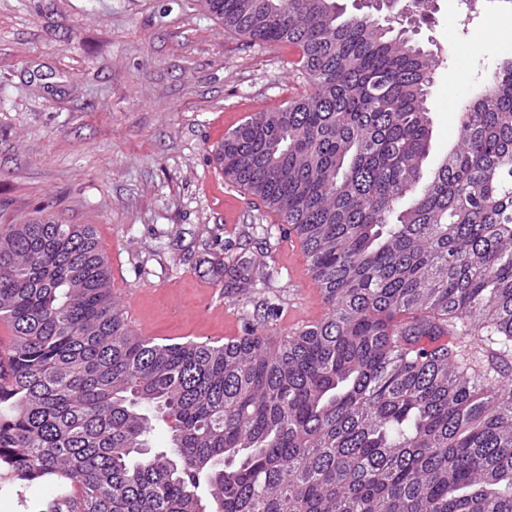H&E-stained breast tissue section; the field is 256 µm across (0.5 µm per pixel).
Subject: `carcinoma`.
<instances>
[{"instance_id":"carcinoma-1","label":"carcinoma","mask_w":512,"mask_h":512,"mask_svg":"<svg viewBox=\"0 0 512 512\" xmlns=\"http://www.w3.org/2000/svg\"><path fill=\"white\" fill-rule=\"evenodd\" d=\"M428 2L207 0L224 31L297 47L314 87L214 155L301 243L320 322L159 344L92 225H0V480L53 483L41 512H512V59L427 169Z\"/></svg>"}]
</instances>
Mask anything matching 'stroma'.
I'll list each match as a JSON object with an SVG mask.
<instances>
[{
    "mask_svg": "<svg viewBox=\"0 0 512 512\" xmlns=\"http://www.w3.org/2000/svg\"><path fill=\"white\" fill-rule=\"evenodd\" d=\"M433 0L416 39L441 61L429 162L456 136L449 100L512 57V0ZM287 45L225 32L203 0H0V224L93 225L130 326L159 343L221 345L264 302L286 334L328 311L294 237L225 181L212 149L244 118L309 92ZM271 250L267 288H232L208 259ZM54 486H7L0 512H38Z\"/></svg>",
    "mask_w": 512,
    "mask_h": 512,
    "instance_id": "35a3bbf8",
    "label": "stroma"
}]
</instances>
